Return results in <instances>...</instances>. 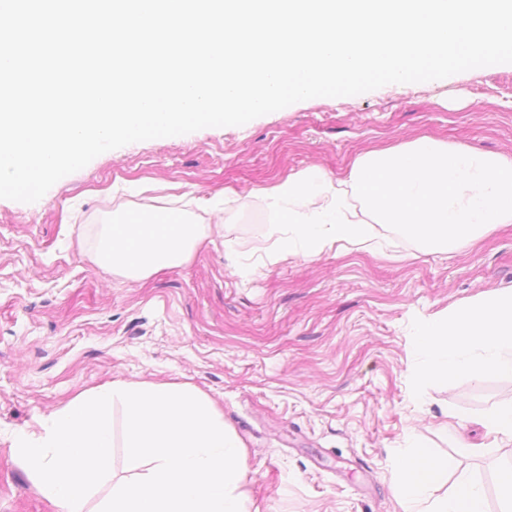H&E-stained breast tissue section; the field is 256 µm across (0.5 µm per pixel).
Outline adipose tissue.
<instances>
[{"label": "adipose tissue", "mask_w": 512, "mask_h": 512, "mask_svg": "<svg viewBox=\"0 0 512 512\" xmlns=\"http://www.w3.org/2000/svg\"><path fill=\"white\" fill-rule=\"evenodd\" d=\"M201 238L199 225L166 212L134 217L117 211L100 227L94 258L99 267L141 279L185 263ZM411 353L418 362L419 386L461 375L511 377L512 291L421 322ZM449 478L451 491L438 495ZM394 496L400 512H487L484 486L458 471L454 458L436 456L416 438L400 457Z\"/></svg>", "instance_id": "adipose-tissue-1"}]
</instances>
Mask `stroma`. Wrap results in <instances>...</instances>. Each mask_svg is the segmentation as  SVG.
<instances>
[{
	"instance_id": "1",
	"label": "stroma",
	"mask_w": 512,
	"mask_h": 512,
	"mask_svg": "<svg viewBox=\"0 0 512 512\" xmlns=\"http://www.w3.org/2000/svg\"><path fill=\"white\" fill-rule=\"evenodd\" d=\"M428 137L512 157V64L292 104L242 126L107 151L37 202L0 199V512H57L15 441L75 393L112 382L188 383L242 445L245 512H399L411 435L484 484L512 443L479 418L512 405V377L414 388L417 324L512 290V224L444 252L387 225L377 249L265 262V188L306 169L336 178L371 151ZM188 195L205 233L191 258L145 279L94 261L114 210ZM475 450L459 453L458 418Z\"/></svg>"
}]
</instances>
